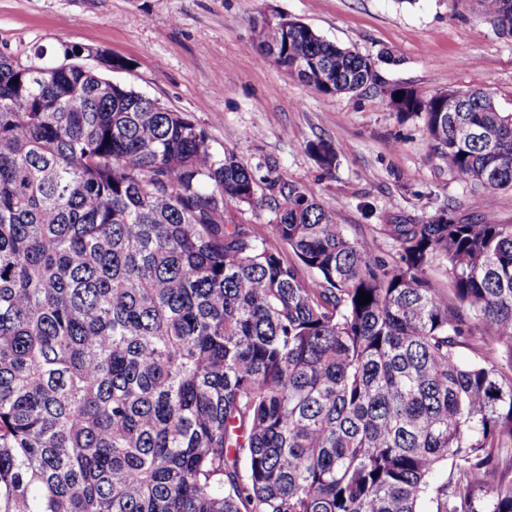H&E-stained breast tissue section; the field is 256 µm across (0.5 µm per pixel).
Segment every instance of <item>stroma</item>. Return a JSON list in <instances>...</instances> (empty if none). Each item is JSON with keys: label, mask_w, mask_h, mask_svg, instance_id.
<instances>
[{"label": "stroma", "mask_w": 512, "mask_h": 512, "mask_svg": "<svg viewBox=\"0 0 512 512\" xmlns=\"http://www.w3.org/2000/svg\"><path fill=\"white\" fill-rule=\"evenodd\" d=\"M284 17L377 63L381 80L358 94L324 95L261 59L252 21ZM122 58L108 79L187 114L215 156L233 152L257 175L306 187L350 236L389 255L383 224L445 207L512 224V190L493 202L466 191L430 155L416 120H401L389 92H489L512 112V38L499 36L467 0H0V53L62 62V45ZM338 151L324 172L308 149Z\"/></svg>", "instance_id": "1"}]
</instances>
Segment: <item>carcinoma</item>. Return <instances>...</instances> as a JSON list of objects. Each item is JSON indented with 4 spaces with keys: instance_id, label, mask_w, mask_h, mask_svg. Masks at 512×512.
<instances>
[{
    "instance_id": "carcinoma-1",
    "label": "carcinoma",
    "mask_w": 512,
    "mask_h": 512,
    "mask_svg": "<svg viewBox=\"0 0 512 512\" xmlns=\"http://www.w3.org/2000/svg\"><path fill=\"white\" fill-rule=\"evenodd\" d=\"M471 2L512 37V0ZM253 36L319 93L379 80L304 23ZM41 69L0 54V512H512V224H385L390 262L271 180L259 237L224 211L261 179L187 115ZM390 98L471 192L512 189L487 92Z\"/></svg>"
}]
</instances>
